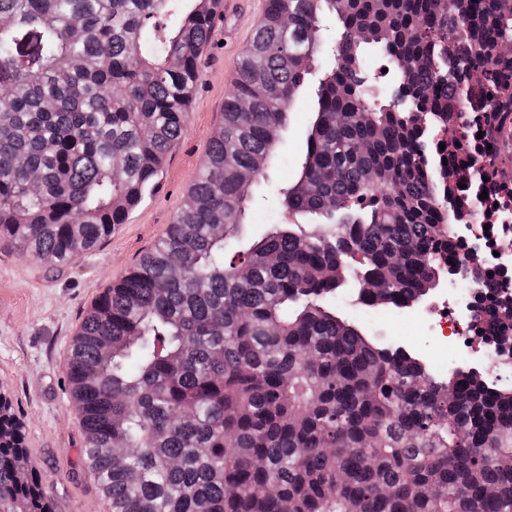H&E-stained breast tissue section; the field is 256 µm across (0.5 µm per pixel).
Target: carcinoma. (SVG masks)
Listing matches in <instances>:
<instances>
[{
    "mask_svg": "<svg viewBox=\"0 0 512 512\" xmlns=\"http://www.w3.org/2000/svg\"><path fill=\"white\" fill-rule=\"evenodd\" d=\"M219 0H0V245L57 266L127 221L185 130ZM402 85L360 91L367 51ZM512 105V0H266L185 204L95 301L67 363L108 512H512V389L441 377L336 316L406 308L475 207L427 149L471 99ZM318 75L296 219L244 248L293 101ZM412 111L396 104L397 94ZM248 111H239L241 103ZM484 310L494 342L512 341ZM0 396V512H52Z\"/></svg>",
    "mask_w": 512,
    "mask_h": 512,
    "instance_id": "carcinoma-1",
    "label": "carcinoma"
}]
</instances>
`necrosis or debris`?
I'll use <instances>...</instances> for the list:
<instances>
[{
    "label": "necrosis or debris",
    "instance_id": "4bbe7bcc",
    "mask_svg": "<svg viewBox=\"0 0 512 512\" xmlns=\"http://www.w3.org/2000/svg\"><path fill=\"white\" fill-rule=\"evenodd\" d=\"M442 139L458 141L459 147L448 162L453 183L466 184L474 162L496 155V172L487 188L481 208L466 218L468 224L466 245L481 255L478 267L480 279H492L497 293L512 308V114L506 119L505 132L490 129L476 131L470 125L468 113L459 112L456 124L441 134ZM481 294L477 288H451L441 297L431 312L429 323L448 330L452 344L450 354L465 353L484 358L488 372L502 365V358L485 359L484 338L478 335L472 319L460 310L462 301L476 300Z\"/></svg>",
    "mask_w": 512,
    "mask_h": 512
}]
</instances>
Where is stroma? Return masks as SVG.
Returning <instances> with one entry per match:
<instances>
[{"mask_svg":"<svg viewBox=\"0 0 512 512\" xmlns=\"http://www.w3.org/2000/svg\"><path fill=\"white\" fill-rule=\"evenodd\" d=\"M264 8L265 0H232L228 13L217 16L202 56L189 123L164 158L157 188L131 211L126 224L93 252L62 268L0 246V390L22 428L29 459L45 480L54 512H106L84 460V431L70 398L69 346L97 297L154 246L183 205L222 123L224 100L234 90L252 24ZM315 91L314 81L304 83L281 133L283 148L265 181L251 187L254 205L247 214L245 242L288 221L286 213L268 206L266 194L275 183L294 180L300 168L315 117ZM336 310L380 343L407 342L424 361L448 348L426 334L423 306L369 308L346 292Z\"/></svg>","mask_w":512,"mask_h":512,"instance_id":"1","label":"stroma"}]
</instances>
